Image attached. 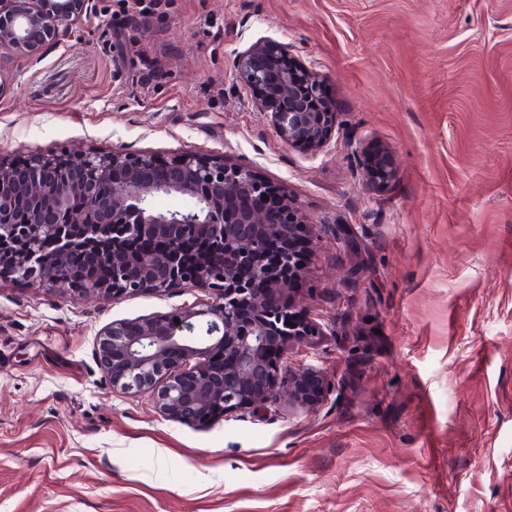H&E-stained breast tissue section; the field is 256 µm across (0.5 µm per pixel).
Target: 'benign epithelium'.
<instances>
[{"instance_id": "7a95c632", "label": "benign epithelium", "mask_w": 512, "mask_h": 512, "mask_svg": "<svg viewBox=\"0 0 512 512\" xmlns=\"http://www.w3.org/2000/svg\"><path fill=\"white\" fill-rule=\"evenodd\" d=\"M89 4L0 0V46L37 56ZM234 69L284 144L306 154L327 146L336 103L323 76L292 58L288 46L254 43L236 54ZM368 171L380 188L395 178L384 159ZM159 195L186 205L161 212L153 205ZM301 230L283 188L223 160L89 150L0 162V267L14 280L36 278L96 300L170 288L212 292L199 307L99 333L96 360L112 388L147 391L163 415L185 423L255 413L278 399L310 406L322 396L316 371L282 374L268 362L295 344L316 348L323 336L283 298L303 264L281 244Z\"/></svg>"}]
</instances>
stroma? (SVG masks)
<instances>
[{
    "label": "stroma",
    "instance_id": "stroma-1",
    "mask_svg": "<svg viewBox=\"0 0 512 512\" xmlns=\"http://www.w3.org/2000/svg\"><path fill=\"white\" fill-rule=\"evenodd\" d=\"M116 8L93 0L38 56L0 47V161L187 152L284 187L310 228L288 295L324 336L280 365L324 394L165 417L112 388L98 334L207 292L95 301L0 277V512H512V0H163L122 59ZM261 40L327 80L340 125L317 154L235 77Z\"/></svg>",
    "mask_w": 512,
    "mask_h": 512
}]
</instances>
